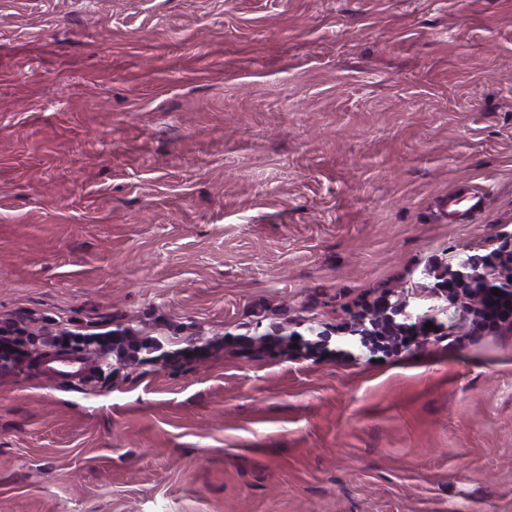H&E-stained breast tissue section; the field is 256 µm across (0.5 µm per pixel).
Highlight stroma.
<instances>
[{
  "label": "stroma",
  "mask_w": 512,
  "mask_h": 512,
  "mask_svg": "<svg viewBox=\"0 0 512 512\" xmlns=\"http://www.w3.org/2000/svg\"><path fill=\"white\" fill-rule=\"evenodd\" d=\"M502 234L512 0H0V319L209 347L0 375V512H512V331L268 342ZM484 209V195L469 187H459L448 193V223L461 224ZM87 369L84 356L53 351L40 357L31 372L37 373L46 382L66 381L76 385L85 380Z\"/></svg>",
  "instance_id": "stroma-1"
}]
</instances>
